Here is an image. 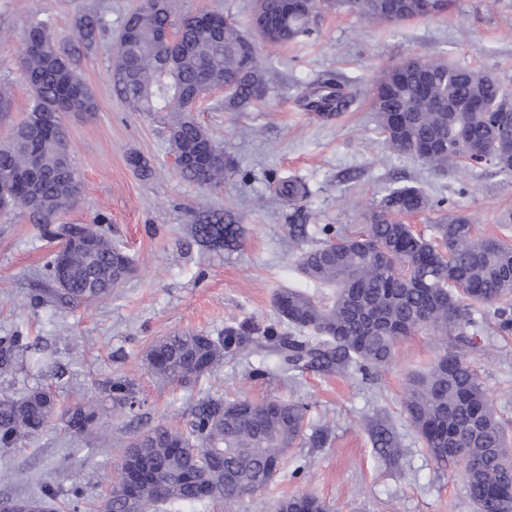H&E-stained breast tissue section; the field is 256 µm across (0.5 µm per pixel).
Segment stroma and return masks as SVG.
Listing matches in <instances>:
<instances>
[{
    "label": "stroma",
    "instance_id": "stroma-1",
    "mask_svg": "<svg viewBox=\"0 0 512 512\" xmlns=\"http://www.w3.org/2000/svg\"><path fill=\"white\" fill-rule=\"evenodd\" d=\"M140 0H0V93L11 102L0 117V140L29 107L23 75L22 31L32 16L49 18L50 38L68 54L94 95L97 112L63 116L70 159L81 180L77 202L55 216L58 224H97L121 242L135 261L133 274L111 297L79 303L59 296L42 265L57 243L42 220L24 209L0 214V338L21 334L51 355L57 373L48 382L60 406L87 399L109 404L114 379L128 380L141 402L136 416L114 417L112 440L97 433L71 434L51 424L26 448H0V499L27 498L42 485L81 487V512H97L116 480L121 441L160 422L182 426L205 394L261 401L282 397L309 406L311 428L327 427L324 447L291 448L284 467L259 498L181 512H274L278 500L306 492L339 512H473L456 467L429 456L407 419L403 396L410 377L423 371L439 348L427 331L403 337L392 364L370 378L312 369L278 370L266 353L225 357L210 375L187 384L164 385L144 363L159 339L195 331L212 337L225 327L256 337L278 324L272 296L294 284L298 247L316 246L318 227L360 231L385 189L409 184L445 208H461L476 228L512 242V178L465 172L439 173L408 154L385 149L370 109L379 73L411 57L448 60L494 72L512 88V0H455L440 16L392 27L369 24L344 10L314 23L315 38L281 47L257 43L269 68L265 99L241 112L224 109L215 90L200 103L195 119L234 167L218 187L184 180L171 165L165 121L153 112L130 110L115 94L111 69L125 15ZM103 20L92 42L80 25ZM333 76L355 95L343 113L323 119L308 112L302 97L310 84ZM144 158L143 176L129 163ZM303 177L312 196L309 236H288L292 206L272 189L274 179ZM234 214L245 229L233 252L206 250L190 227L212 215ZM466 349L489 399L512 431V335L494 331L484 315L465 326ZM395 434L397 459L381 456L377 429Z\"/></svg>",
    "mask_w": 512,
    "mask_h": 512
}]
</instances>
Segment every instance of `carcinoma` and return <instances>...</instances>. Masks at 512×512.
Returning a JSON list of instances; mask_svg holds the SVG:
<instances>
[{"label": "carcinoma", "mask_w": 512, "mask_h": 512, "mask_svg": "<svg viewBox=\"0 0 512 512\" xmlns=\"http://www.w3.org/2000/svg\"><path fill=\"white\" fill-rule=\"evenodd\" d=\"M453 0H431L432 11L419 0H253L249 29L210 8L180 18L168 4L129 13L135 36L116 49L115 73L124 75L113 89L137 112H174L169 127L172 151L196 154L213 143L190 113L200 73L212 87H230L225 106L245 110L265 98L266 68L256 54L253 37L271 45L312 35L311 19L324 10L345 8L361 19L397 24L437 17ZM48 21L32 19L24 30L25 76L32 89L24 117L0 141V174L13 175V197L0 207H16L49 217L73 205L81 192L66 154L64 128L32 138L29 118L38 112L76 108L97 111V103L69 58L47 36ZM171 29L177 40L160 48L159 35ZM435 80L428 93L420 90L414 71L391 66L375 81L370 104L384 144L407 153L439 172L473 171L486 177H512V91L488 71L442 59H431ZM485 111L474 112L473 100ZM354 95L338 82L326 80L303 96L307 111L328 119L346 111ZM228 161L207 167L185 165L180 176L199 185L216 186ZM274 191L295 206L296 223L289 236L308 235V216L300 203L312 191L298 176L277 179ZM434 207L415 186L385 189L358 233H342L330 224L320 227L318 245L302 249L294 267L304 288H280L274 304L288 325L270 327L251 341L256 350L277 356L280 367L317 371H360L366 376L387 367L397 343L425 329L442 348L432 364L412 376L403 408L431 457L442 467L455 465L465 481L476 512H512V442L490 404L478 375L464 353L448 348V333L457 342L470 341L462 326L474 322L473 308L494 309L500 332H512V244L476 230L468 214L451 210L430 225L425 236L403 217ZM195 238L208 246L234 248L241 226L218 220L193 226ZM56 235L68 243L90 238L89 248L55 251L44 272L55 280L57 263L70 279L64 294L95 302L110 296L132 269L123 247L94 224H61ZM238 330L224 328L212 338L180 332L155 342L146 354L148 372L170 383L188 382L214 370L224 357L245 348ZM53 375L56 366L12 336L0 340V371L14 366ZM112 411H133L136 401L124 380L110 387ZM58 400L46 387L20 398H0V447L21 448L41 435L55 416L75 431L99 427L105 409L78 404L57 414ZM308 405L283 398L255 401L208 394L191 409L185 427L158 423L137 433L124 460L145 459L149 477L130 488L124 474L113 481L100 512H160L184 502H226L256 496L272 482L288 449L307 438ZM57 491L46 485L39 500L18 499L19 512H45ZM276 512H332L323 500L295 494L278 501Z\"/></svg>", "instance_id": "cac0c4a2"}]
</instances>
